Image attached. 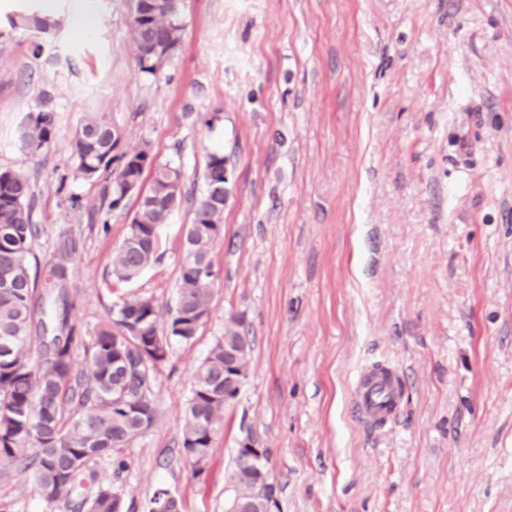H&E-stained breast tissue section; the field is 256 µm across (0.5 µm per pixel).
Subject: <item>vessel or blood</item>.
<instances>
[{"label": "vessel or blood", "mask_w": 512, "mask_h": 512, "mask_svg": "<svg viewBox=\"0 0 512 512\" xmlns=\"http://www.w3.org/2000/svg\"><path fill=\"white\" fill-rule=\"evenodd\" d=\"M403 399V380L392 367L377 363L363 370L356 382L350 413L361 425L392 422Z\"/></svg>", "instance_id": "b4317fda"}]
</instances>
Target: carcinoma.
<instances>
[{"instance_id": "1", "label": "carcinoma", "mask_w": 512, "mask_h": 512, "mask_svg": "<svg viewBox=\"0 0 512 512\" xmlns=\"http://www.w3.org/2000/svg\"><path fill=\"white\" fill-rule=\"evenodd\" d=\"M183 26L177 4L155 5L135 0L132 47L143 72L156 73L152 48L173 54ZM55 116L50 110L29 113L21 141L29 149L48 144ZM112 121L104 113L91 116L75 138L77 172L85 180L105 174L111 178L109 210L119 208L133 185L142 192L128 232L112 253V286L136 278L156 259L159 230L183 195L180 168L161 164L146 149L114 155ZM121 160L116 168L112 162ZM226 159L208 157L206 189L194 204L185 237V260L178 278V303L165 324L149 298H119L115 318L86 341L71 322L73 307L67 289L53 301L38 291L32 276L33 244L38 235L28 205L31 188L26 176L0 170V469L18 463L32 470L41 496L61 503L68 512H122L120 497L100 488L91 496L82 491L81 475L101 456H115L123 467L124 448L146 434L157 420L151 398L158 368L176 344L195 339L212 304L211 254L224 238V200L228 197ZM83 348L90 371L74 368V354ZM238 352V365L248 369L252 351L243 319L232 316L224 336L194 373L186 410L182 447L198 462L210 454L213 435L224 419V352ZM269 477L234 459L230 479L242 501L253 498L256 482Z\"/></svg>"}]
</instances>
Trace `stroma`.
Wrapping results in <instances>:
<instances>
[{"instance_id":"1","label":"stroma","mask_w":512,"mask_h":512,"mask_svg":"<svg viewBox=\"0 0 512 512\" xmlns=\"http://www.w3.org/2000/svg\"><path fill=\"white\" fill-rule=\"evenodd\" d=\"M182 41L142 72L134 0H55L47 33L11 28L41 0H0V170L31 186L40 270L66 264L84 336L118 295L174 307L208 156L224 153V240L195 340L152 387L155 426L124 468L90 464L86 493L125 512L168 491L182 512H224L244 441L265 449L276 512H512V0H180ZM52 139L23 148L28 113ZM107 113L120 151L180 166L184 197L157 259L112 291V252L137 201L101 207L74 139ZM242 318L252 340L212 450L183 448L195 368ZM375 362L405 382L396 420L348 414ZM0 512H66L29 471L0 477ZM55 116L50 110L29 113L22 126L21 141L29 149H40L48 144L54 130Z\"/></svg>"}]
</instances>
